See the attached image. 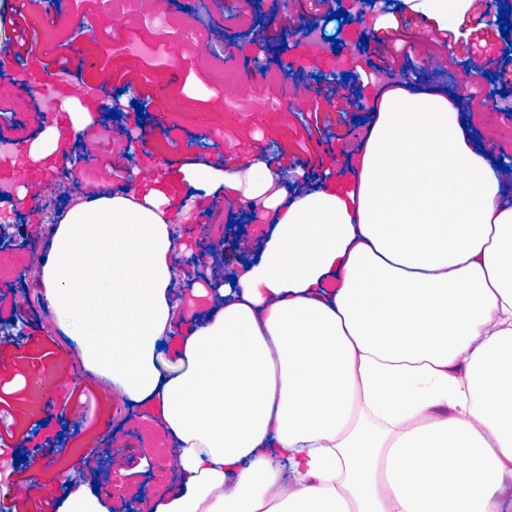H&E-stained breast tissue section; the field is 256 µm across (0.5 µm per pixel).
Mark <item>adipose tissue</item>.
Here are the masks:
<instances>
[{"label": "adipose tissue", "mask_w": 512, "mask_h": 512, "mask_svg": "<svg viewBox=\"0 0 512 512\" xmlns=\"http://www.w3.org/2000/svg\"><path fill=\"white\" fill-rule=\"evenodd\" d=\"M439 93L379 100L347 191L195 167L277 211L236 284L182 308L161 199L71 207L41 270L84 364L149 410L178 480L144 512H502L512 502V201ZM335 287H326L328 277Z\"/></svg>", "instance_id": "adipose-tissue-1"}]
</instances>
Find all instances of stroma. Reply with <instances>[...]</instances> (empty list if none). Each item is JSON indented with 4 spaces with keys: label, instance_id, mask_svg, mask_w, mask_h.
Here are the masks:
<instances>
[{
    "label": "stroma",
    "instance_id": "obj_1",
    "mask_svg": "<svg viewBox=\"0 0 512 512\" xmlns=\"http://www.w3.org/2000/svg\"><path fill=\"white\" fill-rule=\"evenodd\" d=\"M164 21L171 33L189 34L191 44L176 48L172 56L145 57L143 46L155 43L156 28L140 10L138 0H81L78 14H63L54 0H42L44 14L57 17L47 54L29 58L27 65L8 64L0 84L14 85L22 94L49 86L67 105L66 111L45 117L35 107L13 113L10 97L0 98V112L10 113L15 126L8 138L20 148L18 155L0 161V185L11 188L7 210L13 223H0V292L14 293L15 322H0V388L9 394V415L0 417V434L12 432V445L21 453L35 455L32 466H19L16 477L29 488L45 485L66 494L69 480L98 486L107 499L109 512H136L148 496L170 490L177 481L169 449L159 447V430L142 420L129 406L115 407L110 383L86 369L75 343L58 331L52 310L36 288L28 287L26 271L40 264L51 250L50 241L37 240L32 229L47 225L50 210L66 209L77 178L68 174L72 161L65 153L76 144L78 129L96 125L118 134L120 127L141 123L144 143H133L132 157L99 150L85 159L91 173L90 198L120 193L132 198L154 194L165 199L167 220L174 237L186 249L172 257L182 280L173 296L188 302L192 283L210 284L229 280L241 266L258 258L271 228L273 215L250 218V209L240 191L218 192L217 186L190 175L192 164L222 162L225 170L247 167L253 157L275 164L287 152L296 165L287 173L282 188L308 192L324 178H343L345 161L361 145L366 125L375 115L376 89L369 84L368 61L377 60L382 40L390 35L414 42L418 31L406 8H389L372 29L347 20H328L326 8H314L311 0H252L250 7L236 10L224 0H161ZM482 5H474L454 30L450 43L454 61L445 77L420 69L412 79L413 92L454 94L464 86L479 107L474 133L479 145L493 160L503 161L500 177L512 186V117L495 111L497 85L471 69L465 43L476 29ZM102 18L108 37L94 40L85 34L88 18ZM315 27L326 40L319 59H311L302 41L306 27ZM294 29L296 43L283 48L284 28ZM221 43L226 51L212 56L209 45ZM347 56L345 75L334 71V47ZM78 49L84 60L82 75L69 81L57 79L54 65L60 56ZM108 66L112 81L93 97L82 93L98 67ZM166 72L159 85H150L154 72ZM364 80L361 108L356 119L333 125L335 157L323 169L304 167L307 155L300 148L305 136L307 113L300 112L289 124L275 115L289 106L287 92L296 89L311 100L328 91H342L345 78ZM145 86L152 101L145 118H138L132 102L135 95L125 82ZM119 101L122 116L110 118L111 101ZM171 135H164V127ZM59 134L57 150L34 152L36 139L48 128ZM196 201H186L187 191ZM243 224L241 235L229 234L230 221ZM92 392L97 402L88 416H81L77 397Z\"/></svg>",
    "mask_w": 512,
    "mask_h": 512
}]
</instances>
